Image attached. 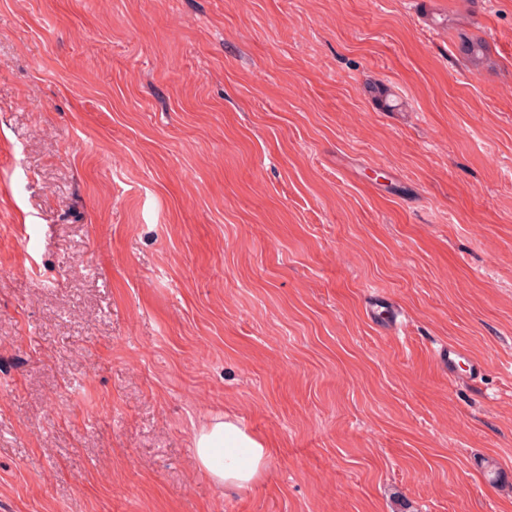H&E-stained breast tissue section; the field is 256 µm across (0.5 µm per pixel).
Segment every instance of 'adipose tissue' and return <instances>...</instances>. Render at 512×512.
<instances>
[{
  "label": "adipose tissue",
  "instance_id": "ef3b65f1",
  "mask_svg": "<svg viewBox=\"0 0 512 512\" xmlns=\"http://www.w3.org/2000/svg\"><path fill=\"white\" fill-rule=\"evenodd\" d=\"M197 468L220 488L243 490L266 471L270 452L264 443L228 417L203 424L193 441Z\"/></svg>",
  "mask_w": 512,
  "mask_h": 512
}]
</instances>
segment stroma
<instances>
[{
	"label": "stroma",
	"mask_w": 512,
	"mask_h": 512,
	"mask_svg": "<svg viewBox=\"0 0 512 512\" xmlns=\"http://www.w3.org/2000/svg\"><path fill=\"white\" fill-rule=\"evenodd\" d=\"M216 413L271 450L247 489L196 467ZM478 457L512 0H0V512H512Z\"/></svg>",
	"instance_id": "35a3bbf8"
}]
</instances>
